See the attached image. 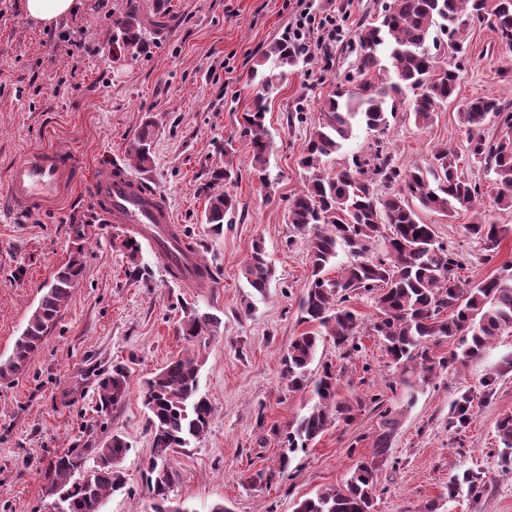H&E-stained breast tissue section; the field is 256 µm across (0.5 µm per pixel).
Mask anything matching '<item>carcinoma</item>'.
<instances>
[{
    "mask_svg": "<svg viewBox=\"0 0 512 512\" xmlns=\"http://www.w3.org/2000/svg\"><path fill=\"white\" fill-rule=\"evenodd\" d=\"M376 19L358 23L357 38L349 46L355 56V75L337 82L324 99L320 117L309 133L300 167L305 172L302 189L288 203L290 224L306 239L312 281L300 302V322L308 330L296 336L284 357L288 387L308 386L318 347L324 337L339 347L356 349L355 336L364 325L362 316L349 306L362 292L373 294L377 309L369 329L382 341L396 363L411 364L427 380L437 371L456 373L485 354L492 340L512 332V264L501 265L495 274L473 284L457 274L463 257L438 239L431 224L421 222L411 202L444 216L469 210L482 197L481 186L461 177V153L442 147L428 168L396 163L384 141L356 154L350 164L327 173L325 163L362 126L377 135L386 133L390 118L401 105L400 95L410 92V114L416 125L425 126L434 112L452 97L459 80L458 68L444 61L442 48L465 53L460 36L465 19L488 15L502 44L512 49V0H377ZM125 45H144L143 31L135 14L117 22ZM280 66H294L299 55L279 42L272 46ZM280 75L261 73L253 108L244 114L242 135L250 145L252 169L260 186L269 187V133L265 124L266 94ZM512 126V105L489 97L471 99L459 113L466 129L468 158L480 166L496 185L491 208L512 211V140L487 139L483 127L489 116ZM152 122L145 120L129 145L136 165L152 164ZM388 189L381 193L378 186ZM237 201L225 191L210 195L204 223L217 235L224 225L235 223ZM75 252L53 276L27 326L16 339L11 354L0 360V377L18 374L40 349L56 324L63 303L80 282L85 236L82 224L72 225ZM471 239L481 245L483 260L499 252L502 229L484 219L466 225ZM384 242L381 255L372 254L377 241ZM351 257L339 275L329 271L339 251ZM242 275L250 288L262 293L270 286L274 270L262 243L254 244ZM219 319L195 311L184 317L183 335L189 341L211 332ZM443 338L457 341L447 357L430 356V345ZM340 375L326 365L315 381L317 403L288 434L279 457L278 472L288 469L289 454L307 448L337 414L353 418L356 405L336 401ZM128 396V371L115 365L99 382L101 408L122 404ZM144 405L148 412L152 452L146 478L153 502L151 512H190L174 506L169 489L174 475L167 460L171 452L205 436L213 420L210 401L199 392V365L192 356L171 360L145 379ZM472 400L461 396L451 408L460 424L469 420ZM398 419L389 408L381 414L371 458L360 461L344 486L300 500L295 512H372L373 490L382 463L390 456ZM502 454L512 455V414L496 425ZM130 446L118 434L93 449V466L81 453L65 452L52 461L45 473L47 496L64 501L67 512H101L104 497L124 487L119 465Z\"/></svg>",
    "mask_w": 512,
    "mask_h": 512,
    "instance_id": "carcinoma-1",
    "label": "carcinoma"
}]
</instances>
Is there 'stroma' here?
Returning <instances> with one entry per match:
<instances>
[{
	"mask_svg": "<svg viewBox=\"0 0 512 512\" xmlns=\"http://www.w3.org/2000/svg\"><path fill=\"white\" fill-rule=\"evenodd\" d=\"M297 0H76L56 26L34 24L25 0H0V190L10 167L29 151L53 148L77 155L84 175L110 160L134 176L151 179L176 224L222 280L221 288H185L169 276L149 246L129 258L121 245L128 224H98L83 186L50 211L21 223L0 222V358L12 351L55 270L73 250L71 227H85L84 274L64 303L44 345L19 374L0 378V512H48L44 493L48 463L69 450L98 448L112 435L130 450L122 463L125 486L104 498L101 512H148L143 475L151 454L145 378L170 360L193 352L199 389L214 408L209 432L169 455L174 472L170 498L190 512L217 502L229 512H294L297 502L343 485L370 458L380 416L371 396L397 412L392 452L382 465L373 512H512V460L500 452L496 422L512 413V333L497 337L485 357L457 373L438 372L408 404L402 381L409 372L393 364L376 336L361 332L345 353L332 339L321 343L311 366L342 369L338 401L365 399L351 420H339L279 468L281 444L314 404L312 390L293 391L282 375L290 342L304 329L299 304L311 279L304 236L288 219V201L304 172L298 161L320 104L339 75L355 68L341 53L314 51L309 60L279 68L270 48L288 36ZM135 13L147 46L118 42L117 22ZM466 53L448 55L460 70L458 92L432 121L416 126L398 112L384 136L397 162L428 165L437 147L464 150L459 113L469 99L512 103V50L489 20L468 21ZM282 69L266 100L270 189L253 175L242 136V115L256 92L253 71ZM153 122L154 161L136 167L128 154L143 118ZM233 155L225 157L224 143ZM232 160L228 187L238 202L236 222L222 234L204 224L215 168ZM440 241L464 258L462 278L476 283L512 263V213L491 212L506 226L497 257L483 261L467 234L476 211L445 217L418 209ZM263 242L274 268L265 292L250 288L242 269L255 242ZM216 315L212 334L195 341L181 332L186 312ZM129 368V393L102 409L98 382L114 363ZM491 386H483V379ZM473 409L465 425L450 409L462 393ZM276 471L270 485L253 483L260 470ZM476 474L483 486L473 500L461 478ZM458 481L449 497L448 484Z\"/></svg>",
	"mask_w": 512,
	"mask_h": 512,
	"instance_id": "35a3bbf8",
	"label": "stroma"
}]
</instances>
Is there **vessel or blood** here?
<instances>
[{"label":"vessel or blood","mask_w":512,"mask_h":512,"mask_svg":"<svg viewBox=\"0 0 512 512\" xmlns=\"http://www.w3.org/2000/svg\"><path fill=\"white\" fill-rule=\"evenodd\" d=\"M79 170L75 154L41 150L13 165L5 191L0 192V217L18 222L35 209H47L70 189ZM95 216L102 224H136L145 227L156 252L171 250L180 228L161 193L146 180L127 173L116 162L99 166L85 183Z\"/></svg>","instance_id":"1"}]
</instances>
